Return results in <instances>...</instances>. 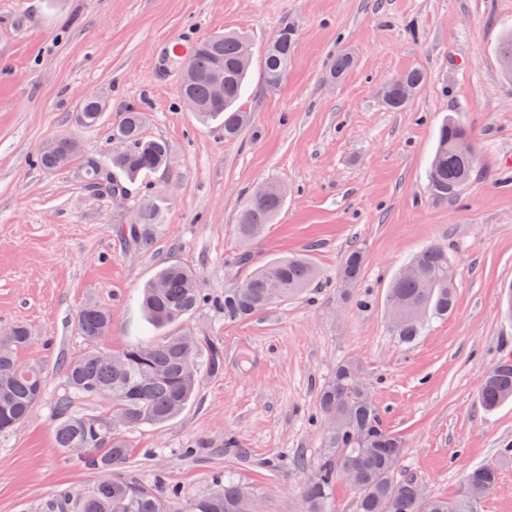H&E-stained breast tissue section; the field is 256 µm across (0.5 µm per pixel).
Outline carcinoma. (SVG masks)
Instances as JSON below:
<instances>
[{"instance_id":"1","label":"carcinoma","mask_w":512,"mask_h":512,"mask_svg":"<svg viewBox=\"0 0 512 512\" xmlns=\"http://www.w3.org/2000/svg\"><path fill=\"white\" fill-rule=\"evenodd\" d=\"M244 38L235 32L214 35L196 43L187 57L191 77L179 89L183 102L204 119L224 121V137L237 136L248 116L235 108L240 98L250 61L243 59ZM295 34L285 26L264 54V79L270 88L279 87L287 77L294 50ZM224 72V97L212 96L209 75ZM424 75L418 70L404 72L392 81L393 92L383 98L393 111L408 102V93L418 88ZM85 126L99 124L105 102L98 96L83 98L78 108ZM144 113L126 110L114 137L120 147L104 164L93 155L67 151L65 137L40 153L37 163L56 171L78 167L86 182L107 195L128 194L127 185L160 169H167L171 155L162 139L142 134ZM467 127L453 116L442 124L430 166L434 194L454 197L470 180L468 160L453 150ZM286 191L275 182L258 186L239 213L236 232L244 245L256 241L281 211ZM159 210L152 201L143 203L131 224H119L118 237L134 248L151 244L153 225ZM363 252L351 249L341 269V283L354 287L363 268ZM410 265L413 276L400 272L388 288V297L398 308L388 313L399 341L413 344L429 318H446L456 304L455 272L446 248L434 244L422 250ZM317 278V270L306 259L283 258L253 271L232 288L224 289V320H243L282 304L302 293ZM205 300L195 270L181 264L162 267L147 284L142 306L152 325L164 330L191 315ZM77 326L90 344L84 353L61 362L64 391L53 405L57 448L74 454L89 468L103 473L83 492H63L47 502L44 512H259L261 504L239 482L229 478L215 489L183 501L175 486L149 487L120 471L129 457V444L121 431L159 425L177 416L191 400L200 380V360L212 371L224 362L217 344L185 331L167 333L155 339L134 341L108 357L95 344L111 328L110 314L94 303L76 314ZM31 343L26 328L16 326L9 335L0 334V433H8L27 421L44 390L45 379L34 365L24 364L18 354ZM360 364L344 360L318 391L321 420L333 417L336 426L325 430L320 462L315 474L304 484L299 512H328L336 479H346L356 490L354 512H478L480 499L498 484V470L476 467L463 479L455 498L428 495L412 478L397 476L404 452L401 436L380 423L374 397L362 378ZM487 410L512 399V359L497 361L483 376L478 392ZM106 400L110 407L86 411L84 406Z\"/></svg>"}]
</instances>
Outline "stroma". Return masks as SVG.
<instances>
[{"label": "stroma", "mask_w": 512, "mask_h": 512, "mask_svg": "<svg viewBox=\"0 0 512 512\" xmlns=\"http://www.w3.org/2000/svg\"><path fill=\"white\" fill-rule=\"evenodd\" d=\"M287 24L294 53L272 89L263 54ZM229 31L251 47L237 102L250 125L233 140L181 101L180 67L166 51L170 40ZM510 31L512 0H0V329L30 330L19 358L46 380L34 415L0 434V512H40L99 480L54 445L59 360L88 349L75 315L89 302L112 317L100 349L151 335L139 296L170 263L197 270L206 299L184 325L219 344L224 364L202 369L179 416L125 432V473L177 486L187 500L231 477L254 490L263 512H297L321 453L317 392L339 361L354 358L381 422L404 440L400 474L452 498L464 472L496 466L498 485L479 512H512V457L502 453L512 402L488 411L478 401L484 371L512 356V77L497 54ZM342 52L353 65L335 80L329 68ZM410 69L425 74L423 85L403 110L386 109L383 87ZM86 93L107 104L95 128L77 121ZM131 106L145 113L144 136L169 143L174 167L131 185L124 207L87 188L79 169L36 164L58 136L108 161ZM449 115L471 130L479 166L446 200L432 194L428 168ZM266 181L288 194L246 266L236 217ZM145 198L163 220L139 250L114 229ZM430 244L448 250L456 308L407 347L392 333L385 291ZM354 246L363 271L346 294L340 269ZM293 253L316 266L312 290L225 321V288Z\"/></svg>", "instance_id": "35a3bbf8"}]
</instances>
